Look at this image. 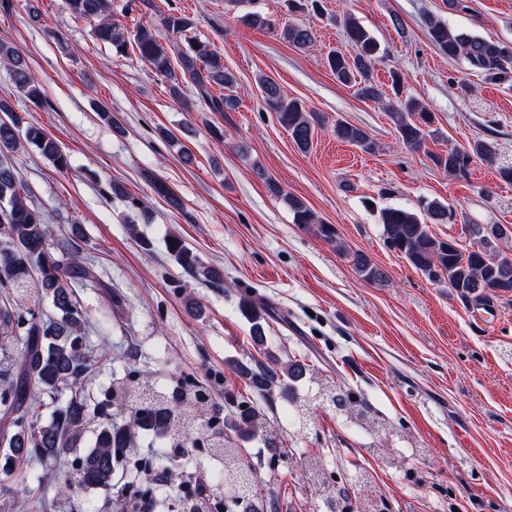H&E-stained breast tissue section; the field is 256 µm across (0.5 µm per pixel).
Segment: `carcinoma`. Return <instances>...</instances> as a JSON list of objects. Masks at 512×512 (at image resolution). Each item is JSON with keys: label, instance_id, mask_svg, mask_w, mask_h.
Listing matches in <instances>:
<instances>
[{"label": "carcinoma", "instance_id": "obj_1", "mask_svg": "<svg viewBox=\"0 0 512 512\" xmlns=\"http://www.w3.org/2000/svg\"><path fill=\"white\" fill-rule=\"evenodd\" d=\"M63 7L74 17L93 23L94 37L100 43L118 53L125 48V32L112 22L110 0H63ZM242 21L254 28L276 29L275 20L258 12L245 13ZM193 25L194 20L179 11L160 12L137 29L136 50L142 60L166 78L173 98L183 99L184 84L189 83L209 111L233 112L238 106L234 95L216 96L210 92L214 85L228 90L236 82L235 75L224 67L221 54L203 42L190 43L184 50L178 45ZM427 28L433 45L449 59L464 60L489 80H512V46L459 33L440 20H429ZM343 30L354 53L330 51L327 62L331 72L339 82L359 86L361 96L383 101L385 91L370 77L378 60L377 40L350 15L343 21ZM281 34L298 48L313 44L311 31L299 24L284 25ZM0 58L10 62L12 80L29 100L42 101L43 83L23 64L18 51L0 43ZM258 83L267 108L277 114L298 148L308 150L315 126L321 124L320 116L308 110L301 99L288 96L272 79L261 77ZM389 88L395 100L387 109L397 134L412 150L426 148L428 138L433 136L434 115L417 100L401 98L400 74L392 73ZM0 112V444L4 447L0 452V474L9 478L34 460L42 464L55 461L80 447L88 432L93 433V442L73 466L77 485L86 490H112L117 469L127 462L128 450L134 447L139 431L168 437L176 448H206L213 457L224 460V451L211 441V435L223 432L216 417L206 422L202 432L182 440L172 437L177 413L199 417L212 403L210 393L192 384L166 395L146 394L128 406L126 401L140 378V372L131 369L124 380L112 386V400L96 403L87 393L82 380L95 363L110 356L109 349L89 343L85 336L87 313L76 297L75 288L86 285L92 274L80 257L77 241L54 240L44 215L28 203V191L10 161L11 154L32 144L63 172L69 166L68 155L49 133L25 123L19 113L1 102ZM334 132L339 140L365 152L376 148L372 137L357 125L338 120ZM426 155L448 175L465 178L473 158L488 162L497 158V145L481 140L467 149L451 148L441 154L428 151ZM254 172L270 192L288 205L294 223L325 242L336 240L332 225L323 223L300 199L285 193L261 167H254ZM145 180L156 195L180 206L162 179L147 173ZM379 220L388 247L428 280L448 284L466 307L486 310L502 297L512 296V254H504L498 246V241L512 233L506 226L467 225L473 243L463 248L457 241L441 239L432 232L434 224L454 222L452 209L441 202H428L420 210L387 207L380 211ZM172 240L168 251L185 277L204 284L219 280L218 272L182 238L174 236ZM350 259L363 282L385 281V272L364 252L355 251ZM30 290L35 297L51 303L52 314L43 313L30 301ZM242 314L251 323L253 342L265 346V305L245 297ZM233 369L250 391V396L233 400L234 430L242 434L257 424L266 430L256 399L275 394L289 397L307 373L304 363L282 364L274 358L250 364L237 361ZM64 390V403L49 421H42L40 395L52 397Z\"/></svg>", "mask_w": 512, "mask_h": 512}]
</instances>
